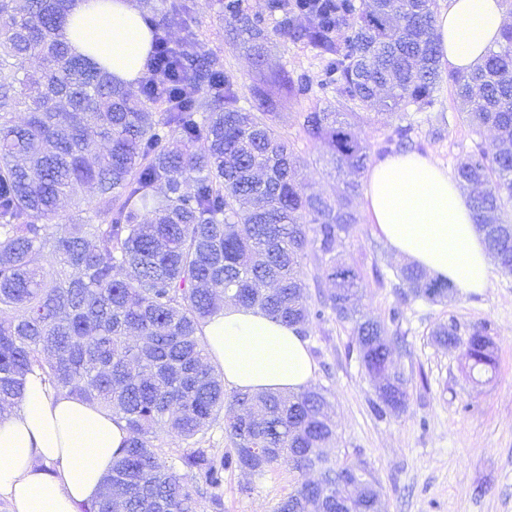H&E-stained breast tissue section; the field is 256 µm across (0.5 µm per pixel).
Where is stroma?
<instances>
[{
    "label": "stroma",
    "mask_w": 512,
    "mask_h": 512,
    "mask_svg": "<svg viewBox=\"0 0 512 512\" xmlns=\"http://www.w3.org/2000/svg\"><path fill=\"white\" fill-rule=\"evenodd\" d=\"M197 2L200 47L220 61L242 96L283 72L318 82L311 47L277 36L260 45L243 35L230 37L222 0ZM437 98L433 110L416 117L415 150L452 170L475 142L491 135L476 134L462 121L449 84L441 85ZM335 105L332 95L317 89L311 99L288 102L279 119L281 131L306 160L305 191L330 197L341 193L343 178L329 161L327 144L306 138L300 115ZM340 251L361 273V315L388 321L398 304L393 284L400 258L365 217L343 238ZM378 271L383 281H376ZM401 307L403 341L393 347L391 359L408 378L410 397L398 415L379 418L372 412L375 389L351 350L349 327L330 318L307 329L316 364L313 384L325 389L336 425L333 455L367 462L382 487L381 512H512V275L494 265L481 293L458 291L442 304L417 300ZM451 322L463 337L473 326H486L496 359L491 380H472L462 348L433 341L432 330ZM302 480L284 464L260 479L228 471L220 506L204 500L198 512H276Z\"/></svg>",
    "instance_id": "stroma-1"
}]
</instances>
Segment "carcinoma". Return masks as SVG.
Instances as JSON below:
<instances>
[{"mask_svg": "<svg viewBox=\"0 0 512 512\" xmlns=\"http://www.w3.org/2000/svg\"><path fill=\"white\" fill-rule=\"evenodd\" d=\"M72 2L0 0V409L22 401L37 368L58 391L125 421L129 438L101 494L79 512H197L203 492L220 503L224 471L262 478L278 462L319 477L277 512H379L366 463L325 452L336 430L324 389L228 395L202 333L221 310L219 293L302 333L333 317L351 325L366 374L382 381L375 414L407 407L408 379L390 360L399 332L359 316L360 272L336 254L360 223L352 201L361 184L345 182L334 199L305 193L302 161L277 125L282 104L309 98V78L255 85L246 109L211 55L171 49L166 29L193 0H140L141 19L160 37L145 66L165 71L166 86L160 96L143 86L136 94L71 52ZM266 10L279 15L280 36L322 61L319 86L337 107L304 113L302 128L329 146L337 173L362 172L374 153L412 144L413 115L435 106L442 81L437 0H267ZM224 13L238 34L267 39L268 16L249 13L244 0H224ZM31 58L40 69H26ZM448 83L463 120L495 131L459 161L456 177L488 251L512 275V26ZM363 110L399 115L376 152L354 131ZM87 187L97 204L63 216L61 202ZM310 247L336 282L314 301L300 276ZM396 278L401 304H435L453 291L414 264ZM464 357L474 376L495 372L486 328L473 327ZM221 415L224 453L195 448L178 466L159 456V433L194 445Z\"/></svg>", "mask_w": 512, "mask_h": 512, "instance_id": "carcinoma-1", "label": "carcinoma"}]
</instances>
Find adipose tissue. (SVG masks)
I'll return each instance as SVG.
<instances>
[{"instance_id": "ef3b65f1", "label": "adipose tissue", "mask_w": 512, "mask_h": 512, "mask_svg": "<svg viewBox=\"0 0 512 512\" xmlns=\"http://www.w3.org/2000/svg\"><path fill=\"white\" fill-rule=\"evenodd\" d=\"M508 18L503 0H448L435 17L441 60L468 72L496 46ZM74 53L116 80L143 74L152 34L131 0H76L66 27ZM371 223L401 258L464 293L487 286L490 257L467 195L447 168L417 152L385 158L367 175ZM225 385L243 392L300 391L316 366L297 327L232 304L203 327ZM128 437L123 420L97 404L57 392L34 371L19 407L0 416V499L11 512H78L99 494Z\"/></svg>"}]
</instances>
